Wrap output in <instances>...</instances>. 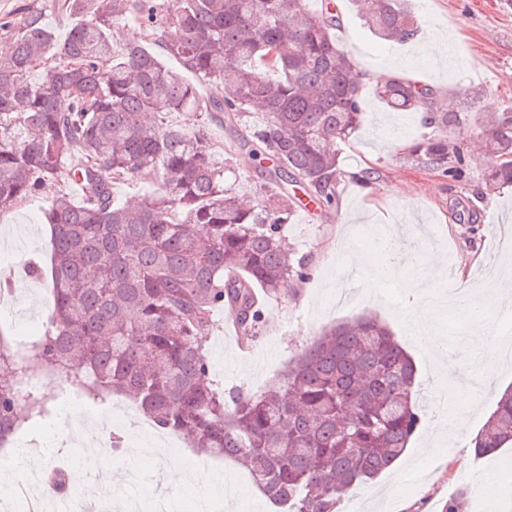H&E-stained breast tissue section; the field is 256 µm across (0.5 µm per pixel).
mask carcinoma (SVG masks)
Wrapping results in <instances>:
<instances>
[{
  "instance_id": "cac0c4a2",
  "label": "carcinoma",
  "mask_w": 512,
  "mask_h": 512,
  "mask_svg": "<svg viewBox=\"0 0 512 512\" xmlns=\"http://www.w3.org/2000/svg\"><path fill=\"white\" fill-rule=\"evenodd\" d=\"M356 3L386 40L418 32L406 0ZM57 7L77 19L63 41L27 13L8 27L12 49L0 56V211L63 182L46 212L55 313L26 348L28 367L77 382L99 403L132 398L155 428L245 465L269 502H287L290 512H339L346 495L400 458L423 422L415 364L390 330L368 315L327 328L259 395H224L204 354L215 309L229 311L250 342L264 322L257 288L276 295L283 282L310 277L282 239L297 199L281 183L336 205V142L363 116L361 74L331 35L337 20L305 0ZM120 24L135 30L123 45L112 42ZM154 41L180 68L149 49ZM198 82L210 86L207 97ZM378 95L397 112L427 105L426 92L403 78ZM184 111L225 125L237 151L274 161L261 193L240 188L206 129L166 121ZM483 131L500 158L485 183L512 186V108L487 117ZM412 152L463 176V156L448 165L443 136ZM142 178L158 191L134 205L113 197L112 183ZM14 370L12 339L0 329L1 446L50 410L40 392L18 399ZM511 447L512 388L474 453ZM69 475L54 474L47 493L65 495Z\"/></svg>"
}]
</instances>
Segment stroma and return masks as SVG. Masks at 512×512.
<instances>
[{
	"label": "stroma",
	"mask_w": 512,
	"mask_h": 512,
	"mask_svg": "<svg viewBox=\"0 0 512 512\" xmlns=\"http://www.w3.org/2000/svg\"><path fill=\"white\" fill-rule=\"evenodd\" d=\"M57 0H0V25L16 24L38 12L65 36L71 19ZM419 35L397 43L376 35L352 0H337L339 24L332 35L370 73L389 66L400 76L431 89L458 116L447 131L425 125L421 113H396L383 104L371 81H364V119L360 128L338 143L341 174L336 206L294 216L282 231L296 256L311 269L307 281L283 295L264 298L265 322L255 342L240 345L229 335L224 311L214 314L205 345L214 384L224 390L243 388L258 394L277 381L288 362L323 329L371 314L386 324L413 357L420 394L426 401L423 426L395 465L366 483L368 512H443L449 497L464 491L462 512H485L481 490L487 476L499 474L503 491L497 512H512V447L475 456L473 442L493 412L498 396L512 385V359L489 364L470 343V320L460 309L445 310L439 333L445 349L432 348L410 328L414 294L426 285L434 257L448 268L470 272L472 282L504 266L512 267V186L488 189L483 173L489 166L482 143L483 117L512 107V0H412ZM448 38V65L441 73L429 68L432 34ZM447 134L449 151H460L470 167L462 179L448 180L420 164L409 143ZM370 188L383 209L365 208L362 188ZM59 191L49 182L37 198L0 213V269L12 256L49 259L44 211ZM397 227L395 251L371 249L369 221ZM13 307L0 311V327L16 336H33L53 311V294L45 281L21 272L11 284ZM450 378L459 389L454 405L436 407V386ZM146 480L128 486L126 472L135 460L119 454L112 460L114 476L102 485V499L127 490L150 512L153 499L169 493L175 512H186L177 492L190 475L170 479L175 465H189L198 454L186 442L150 452ZM209 470L217 481L209 489L211 512H270L247 470L233 459H213Z\"/></svg>",
	"instance_id": "1"
}]
</instances>
